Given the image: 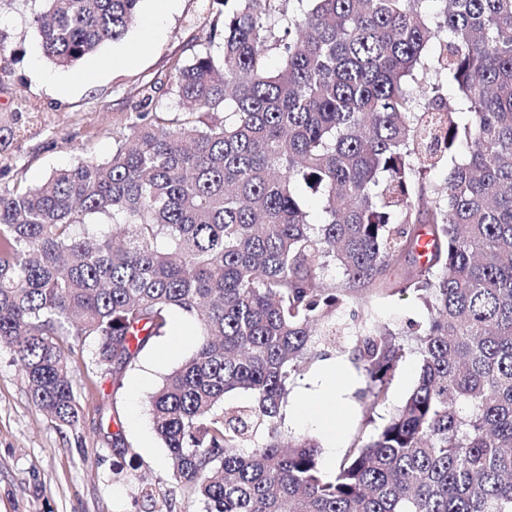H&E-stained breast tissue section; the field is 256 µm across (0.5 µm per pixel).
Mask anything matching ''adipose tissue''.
<instances>
[{
  "label": "adipose tissue",
  "instance_id": "obj_1",
  "mask_svg": "<svg viewBox=\"0 0 512 512\" xmlns=\"http://www.w3.org/2000/svg\"><path fill=\"white\" fill-rule=\"evenodd\" d=\"M334 362H326L319 373L315 391L299 396L296 409L298 422L326 433L332 429V421L344 405L347 385L336 377Z\"/></svg>",
  "mask_w": 512,
  "mask_h": 512
}]
</instances>
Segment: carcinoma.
<instances>
[{
    "instance_id": "carcinoma-1",
    "label": "carcinoma",
    "mask_w": 512,
    "mask_h": 512,
    "mask_svg": "<svg viewBox=\"0 0 512 512\" xmlns=\"http://www.w3.org/2000/svg\"><path fill=\"white\" fill-rule=\"evenodd\" d=\"M39 2L43 55L69 68L141 0ZM285 2L215 13L171 63L178 108L144 87L106 160L0 190V344L73 427L74 343L118 380L181 312L196 350L151 419L206 512H512V0ZM28 116L0 115L1 147ZM407 292L428 310L416 385L327 474L315 437L284 438L288 386L348 336L383 403L406 351L369 304Z\"/></svg>"
}]
</instances>
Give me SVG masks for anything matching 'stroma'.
Segmentation results:
<instances>
[{
	"mask_svg": "<svg viewBox=\"0 0 512 512\" xmlns=\"http://www.w3.org/2000/svg\"><path fill=\"white\" fill-rule=\"evenodd\" d=\"M213 0H143L125 36L104 44L77 67L63 69L41 51L32 22V0H0V109L35 105L39 116L0 153V188L40 184L51 171L77 158H108L126 135L125 118L140 88L169 81L173 58H189L190 41L213 11ZM382 321L399 329L422 322L427 311L413 294L376 301ZM188 321L171 318L167 332L139 355L120 383L88 378L84 363L94 340L79 344L71 379L81 407L75 427L58 426L33 403L17 357L0 346V512H204L179 493L168 451L154 432L150 395L196 348L184 336ZM345 340L328 355L349 380L348 405L336 421L335 458H342L364 418L357 393L365 382L346 360ZM122 432L130 450L119 455L110 436Z\"/></svg>",
	"mask_w": 512,
	"mask_h": 512,
	"instance_id": "obj_1",
	"label": "stroma"
}]
</instances>
